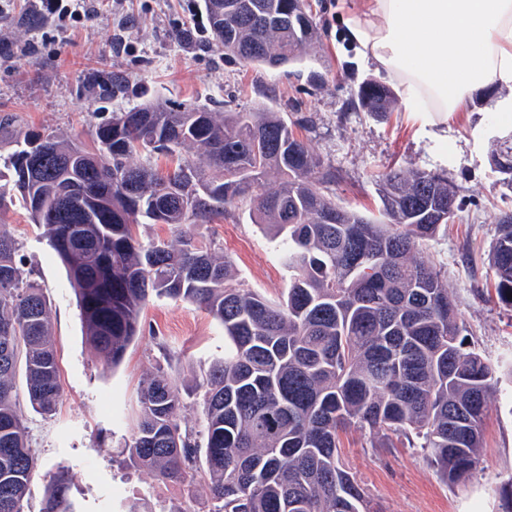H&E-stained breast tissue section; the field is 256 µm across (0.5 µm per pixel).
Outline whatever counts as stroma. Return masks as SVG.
<instances>
[{
	"label": "stroma",
	"mask_w": 512,
	"mask_h": 512,
	"mask_svg": "<svg viewBox=\"0 0 512 512\" xmlns=\"http://www.w3.org/2000/svg\"><path fill=\"white\" fill-rule=\"evenodd\" d=\"M200 0H90V21L59 31L33 12V0H0V117L23 130L55 132L92 144L101 118L147 100L224 113L268 106L283 112L295 135L334 172L325 194L368 216L381 206L380 179L394 166L447 175L458 190L455 217L423 247L440 271L466 329L470 348L492 363L512 361V310L495 299L489 254L500 215L512 213V187L490 156L506 129L486 106L470 103L450 126L421 129L401 104L384 115L353 109L363 69L331 10L333 0H307L320 36L301 64L269 69L225 57L197 10ZM0 230L13 236L24 275L51 304L62 400L54 415L25 409L38 467L26 512H42L46 471L69 467L80 512H155L158 504L211 512L204 480L170 482L147 470L121 468L147 375L165 371L186 403L183 428L200 431L199 385L224 354V329L205 311L170 299L141 312L143 333L120 365L104 371L84 334L65 269L19 205L0 209ZM231 262L235 281L271 300L288 286L277 240L232 207L203 226ZM342 457L367 492L373 512H499L498 489L512 476V380L501 378L487 403L481 463L463 486L444 483L406 439L382 447L368 431L342 437Z\"/></svg>",
	"instance_id": "35a3bbf8"
}]
</instances>
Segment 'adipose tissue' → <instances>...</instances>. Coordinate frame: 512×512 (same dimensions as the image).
<instances>
[{
	"label": "adipose tissue",
	"mask_w": 512,
	"mask_h": 512,
	"mask_svg": "<svg viewBox=\"0 0 512 512\" xmlns=\"http://www.w3.org/2000/svg\"><path fill=\"white\" fill-rule=\"evenodd\" d=\"M336 17L365 67L394 84L422 125L512 89V0H337Z\"/></svg>",
	"instance_id": "adipose-tissue-1"
}]
</instances>
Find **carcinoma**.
<instances>
[{
	"mask_svg": "<svg viewBox=\"0 0 512 512\" xmlns=\"http://www.w3.org/2000/svg\"><path fill=\"white\" fill-rule=\"evenodd\" d=\"M257 13L220 28L224 55L258 66L301 62L317 27L304 0H255ZM390 92L371 82L357 106L384 112ZM194 144L191 158L179 149ZM177 157L156 171L155 154ZM494 170L512 171V131ZM330 173L283 114L213 113L150 102L102 118L95 147L22 132L0 117V206L19 203L63 263L84 336L115 367L153 298L204 308L224 327V357L204 372L203 429L181 427L183 398L159 371L140 391L125 442L138 467L192 485L204 476L213 512H371L340 456L341 435L413 437L441 479L465 483L478 464L488 399L503 369L464 351L463 326L440 272L424 259L449 212L448 177L393 167L379 216L345 209L320 188ZM248 203L252 223L284 246L288 288L279 301L228 283L230 264L194 231ZM335 214L332 224L322 216ZM168 224L170 241L135 226ZM18 243L0 230V512H25L37 460L18 412L23 363L31 408L62 399L49 299L23 279ZM491 267L497 303L512 308V223L497 224ZM68 467L46 474L42 512H77Z\"/></svg>",
	"mask_w": 512,
	"mask_h": 512,
	"instance_id": "1",
	"label": "carcinoma"
}]
</instances>
